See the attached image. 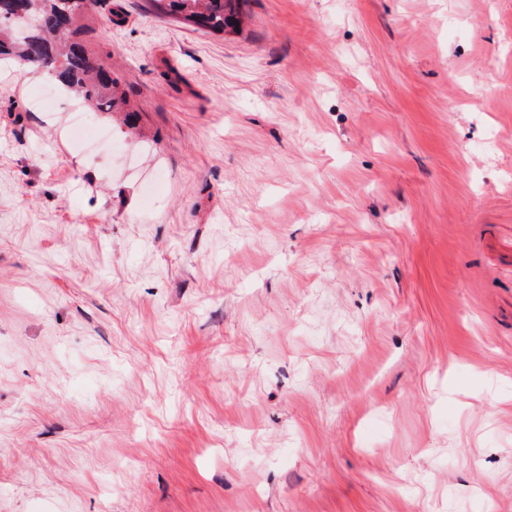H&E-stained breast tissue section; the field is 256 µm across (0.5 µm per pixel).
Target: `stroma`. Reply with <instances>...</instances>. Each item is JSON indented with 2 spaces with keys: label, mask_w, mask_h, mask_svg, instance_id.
Here are the masks:
<instances>
[{
  "label": "stroma",
  "mask_w": 512,
  "mask_h": 512,
  "mask_svg": "<svg viewBox=\"0 0 512 512\" xmlns=\"http://www.w3.org/2000/svg\"><path fill=\"white\" fill-rule=\"evenodd\" d=\"M244 10L0 64V512H512V0Z\"/></svg>",
  "instance_id": "obj_1"
}]
</instances>
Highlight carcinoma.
<instances>
[{
	"label": "carcinoma",
	"mask_w": 512,
	"mask_h": 512,
	"mask_svg": "<svg viewBox=\"0 0 512 512\" xmlns=\"http://www.w3.org/2000/svg\"><path fill=\"white\" fill-rule=\"evenodd\" d=\"M89 0H0V61L17 62L53 75L65 91L99 112H122L132 124L125 92L103 61L90 56L74 40L76 22ZM245 0H148L156 17H175L184 24L214 34L240 28Z\"/></svg>",
	"instance_id": "cac0c4a2"
}]
</instances>
